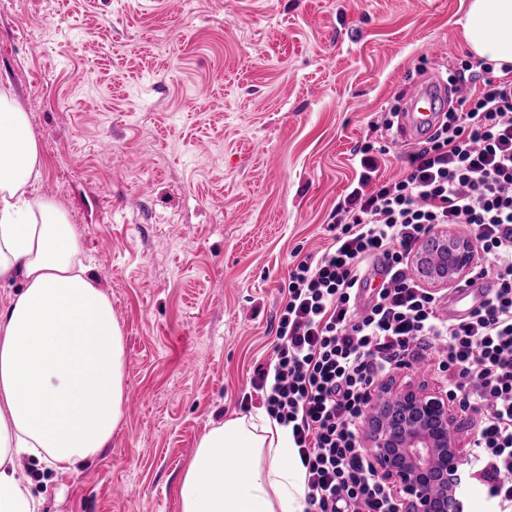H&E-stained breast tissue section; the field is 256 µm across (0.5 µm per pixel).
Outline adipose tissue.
I'll return each mask as SVG.
<instances>
[{
	"mask_svg": "<svg viewBox=\"0 0 512 512\" xmlns=\"http://www.w3.org/2000/svg\"><path fill=\"white\" fill-rule=\"evenodd\" d=\"M462 36L476 59L512 64V0H469ZM41 170L26 112L0 91V282H21L0 309V512H39L20 460L77 471L111 443L127 396L122 328L73 225L36 194ZM304 477L287 427L256 409L199 438L179 512H305Z\"/></svg>",
	"mask_w": 512,
	"mask_h": 512,
	"instance_id": "1",
	"label": "adipose tissue"
}]
</instances>
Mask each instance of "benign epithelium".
Segmentation results:
<instances>
[{"mask_svg": "<svg viewBox=\"0 0 512 512\" xmlns=\"http://www.w3.org/2000/svg\"><path fill=\"white\" fill-rule=\"evenodd\" d=\"M412 258L427 284L447 287L466 275L476 251L469 239L437 227ZM377 396L384 405L366 414L364 439L401 512H459L455 489L463 460L448 396L411 386L395 390L388 382L378 385Z\"/></svg>", "mask_w": 512, "mask_h": 512, "instance_id": "obj_1", "label": "benign epithelium"}]
</instances>
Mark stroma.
Wrapping results in <instances>:
<instances>
[{
	"mask_svg": "<svg viewBox=\"0 0 512 512\" xmlns=\"http://www.w3.org/2000/svg\"><path fill=\"white\" fill-rule=\"evenodd\" d=\"M468 2L0 0V88L112 301L138 402L78 471L24 464L41 512H178L199 437L258 406L291 253L327 244L354 151L385 145L378 179L402 178L382 113L424 77L482 73Z\"/></svg>",
	"mask_w": 512,
	"mask_h": 512,
	"instance_id": "obj_1",
	"label": "stroma"
}]
</instances>
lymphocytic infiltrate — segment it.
Listing matches in <instances>:
<instances>
[{
  "mask_svg": "<svg viewBox=\"0 0 512 512\" xmlns=\"http://www.w3.org/2000/svg\"><path fill=\"white\" fill-rule=\"evenodd\" d=\"M359 155L330 245L288 272L273 355L254 381L259 403L287 427L318 512H399L359 426L377 381L433 358L449 401L479 413L461 488L482 485L491 512H512V82L487 79L459 99L402 179L371 186L377 161L370 147ZM440 225L467 229L478 250L470 278L499 285L463 321L444 317L439 294L410 273L414 246ZM377 259L387 279L357 311Z\"/></svg>",
  "mask_w": 512,
  "mask_h": 512,
  "instance_id": "1",
  "label": "lymphocytic infiltrate"
}]
</instances>
